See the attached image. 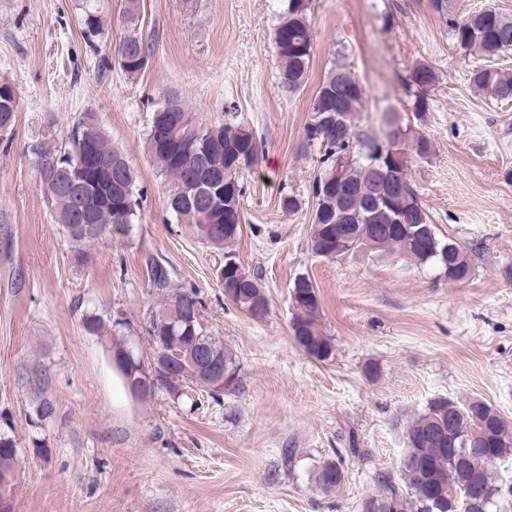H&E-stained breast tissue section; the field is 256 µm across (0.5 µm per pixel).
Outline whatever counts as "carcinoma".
Wrapping results in <instances>:
<instances>
[{
    "instance_id": "cac0c4a2",
    "label": "carcinoma",
    "mask_w": 512,
    "mask_h": 512,
    "mask_svg": "<svg viewBox=\"0 0 512 512\" xmlns=\"http://www.w3.org/2000/svg\"><path fill=\"white\" fill-rule=\"evenodd\" d=\"M128 2L130 28L118 45L117 56L123 71L136 77L144 71L139 59H150V47L136 32L141 0ZM311 3L312 0H282L278 13L274 39L286 35L277 53L279 77L290 92L300 90L307 80L313 52ZM429 6L448 16L452 40L462 53H474L484 60V65L469 71L471 86L495 101H512V70L498 62L512 50V16L494 7L456 15L455 0H429ZM437 81L436 71L425 63H418L409 71L406 82L412 92L414 111L429 110V92ZM363 101L359 80L349 68L339 66L327 73L311 107L301 148L305 151L315 144L326 146L321 159L325 169L313 183V253L333 259L364 247L380 252L397 250L417 266L429 267L450 280L465 279L470 272L467 256L452 240L438 235L417 186L408 175L411 159L432 156V142L393 113L384 115L387 130L383 138L355 132V117ZM151 126L162 127L165 139L188 148L185 160L176 163L161 142L147 138L152 159L172 183L168 209L199 242L221 251L225 298L236 305L267 311V296L257 276L243 272L231 250L242 232L240 198L244 175L258 160L255 135L232 123L210 127L198 123L176 95L152 113ZM86 138L102 164L121 171L126 183L135 186V172L112 146L93 112L84 113L64 146L37 142L30 146V152L62 168L79 159ZM197 146L214 149L207 163L224 179V194L214 204L197 199L185 203L186 194L201 175L198 157L193 153ZM43 190L54 206L57 223L77 243L90 244L112 229L129 226L140 209L133 194L123 209L114 198L94 203L91 227L86 228L74 216L76 198L66 183L50 182ZM147 267L151 286L166 292L162 304L168 305L165 314L152 315L149 335L157 342L168 340L176 345L186 361L181 371L209 397L223 395L230 385L214 388L213 381L193 367L199 344L205 341L215 356L224 361L227 374L237 371L233 354L208 335L201 323L202 301L195 292L174 287L170 270L163 262L149 257ZM290 299L294 309L290 327L295 342L308 356L328 358L332 352L331 338L325 332L312 282L304 276L295 278ZM134 371L151 379V385L141 393L143 397L163 389L177 401L184 397L192 399L177 377L157 376L141 363L129 370L120 369L128 387ZM48 385L46 375H35V387L41 394L31 418L36 428L57 412L54 402L44 396ZM404 439L400 459L403 468L399 469L401 485L381 481L379 490L362 500L361 512H452L455 494L464 489H473L483 498L478 512H493L497 507L502 488L496 484L492 468L497 461L512 455V424L492 406L481 400L460 403L446 397L435 398L407 423ZM16 447L15 439L1 431L0 469H16ZM343 478L341 464L333 461L322 463L314 474L315 482L324 490L340 486Z\"/></svg>"
}]
</instances>
